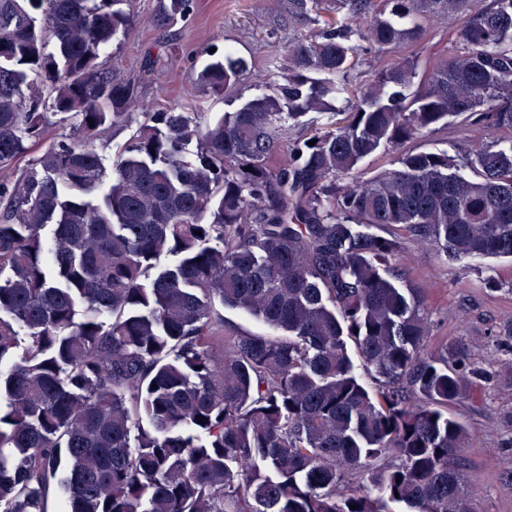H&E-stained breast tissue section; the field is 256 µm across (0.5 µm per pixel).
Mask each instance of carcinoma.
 I'll return each mask as SVG.
<instances>
[{
  "instance_id": "obj_1",
  "label": "carcinoma",
  "mask_w": 512,
  "mask_h": 512,
  "mask_svg": "<svg viewBox=\"0 0 512 512\" xmlns=\"http://www.w3.org/2000/svg\"><path fill=\"white\" fill-rule=\"evenodd\" d=\"M120 2L0 0V512H48L52 489L59 512H471L467 430L448 406L485 371L463 345L425 352L426 315L390 271L410 242L512 259V0L470 14L465 51L415 92L404 59L294 138L285 121L326 110L363 47L339 21L290 41L270 93L217 121L145 113L106 181L96 143L140 97L100 61L132 24ZM320 2L288 0L289 19L305 26ZM382 3L366 37L378 52L421 41L426 16L468 0ZM194 5L163 0L158 25ZM244 69L227 48L197 82L222 95ZM36 76L77 138L46 143ZM451 118L462 136H501L472 158L409 152L358 180L381 146ZM469 165L480 180L459 173ZM163 255L176 260L160 268ZM226 307L281 335L239 331Z\"/></svg>"
}]
</instances>
